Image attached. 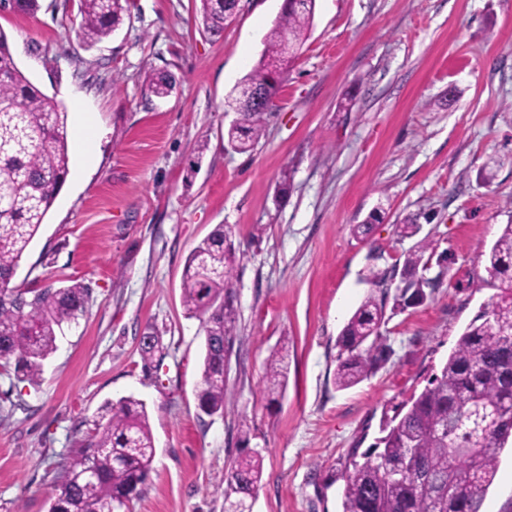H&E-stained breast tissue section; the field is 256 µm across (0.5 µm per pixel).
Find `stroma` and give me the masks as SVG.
Returning <instances> with one entry per match:
<instances>
[{"label":"stroma","instance_id":"1","mask_svg":"<svg viewBox=\"0 0 512 512\" xmlns=\"http://www.w3.org/2000/svg\"><path fill=\"white\" fill-rule=\"evenodd\" d=\"M281 5L239 0L217 38L200 0H130L122 27L91 47L78 0L0 10L20 68L69 113L70 174L12 283L75 280L90 294L39 385L0 368V512H48L102 408L130 395L156 454L121 512H224L244 426L264 463L253 512H338L351 448L375 442L383 412L423 389L493 295L484 255L512 223V0H316L279 108L241 154L224 139L231 101ZM163 71L175 88L158 99L147 86ZM377 209L382 223L357 236ZM418 213L441 285L382 326L388 361L337 389L336 338L373 291L371 269L403 264L414 241L396 228ZM219 224L239 259L236 322L224 411L208 415L205 335L182 275ZM149 331L164 347L157 368L140 356ZM284 337L288 387L271 404L265 362Z\"/></svg>","mask_w":512,"mask_h":512}]
</instances>
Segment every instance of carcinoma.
I'll use <instances>...</instances> for the list:
<instances>
[{"label":"carcinoma","instance_id":"obj_1","mask_svg":"<svg viewBox=\"0 0 512 512\" xmlns=\"http://www.w3.org/2000/svg\"><path fill=\"white\" fill-rule=\"evenodd\" d=\"M205 30L224 32L237 0H200ZM315 0H285L266 35L264 49L243 85L276 103L286 75L308 39ZM79 36L93 46L124 23L128 0H79ZM175 80L158 73L148 91L171 94ZM265 117L248 107L227 130L239 153L254 150ZM68 112L19 68L7 36L0 31V364L14 366L21 381L37 385L43 361L56 349L57 331L75 322L88 302L81 283L56 287L10 286L23 254L46 223L69 175ZM432 243L422 238L405 254L403 286L393 310L423 303ZM236 252L230 231L219 224L189 255L182 280L186 312L202 320L205 356L198 392L201 411L224 413L225 343L236 319L233 305ZM496 293L466 326L440 372L393 415L383 413L382 436L364 452L352 453L342 475V512H483L502 452L512 443V224L486 254ZM386 304L364 298L336 340L335 384L339 390L368 379L388 359L381 333ZM153 333L140 340L144 364L162 357ZM288 349L266 361L263 395L275 403L287 386ZM145 403L133 396L104 407L101 420L63 469L49 512H118L139 496L155 456ZM257 452L239 455L225 478L224 512H250L262 479Z\"/></svg>","mask_w":512,"mask_h":512}]
</instances>
